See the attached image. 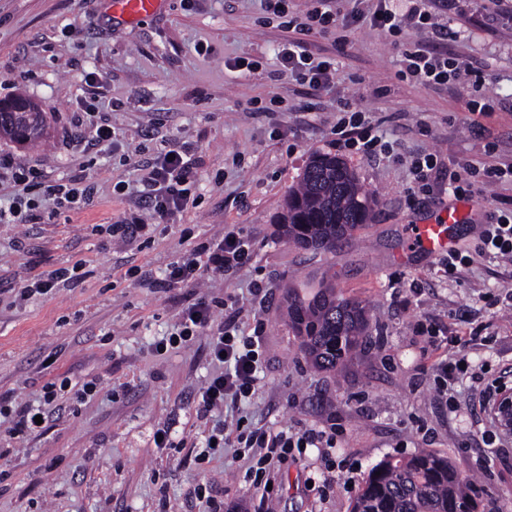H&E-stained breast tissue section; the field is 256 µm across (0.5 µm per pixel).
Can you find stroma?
<instances>
[{
  "mask_svg": "<svg viewBox=\"0 0 512 512\" xmlns=\"http://www.w3.org/2000/svg\"><path fill=\"white\" fill-rule=\"evenodd\" d=\"M485 0H458L440 16L449 55L481 71L499 106L479 126L467 120L468 78L431 90L398 76L401 48L378 30L355 31L344 53L333 37L310 38L315 57L336 62L335 83L317 94L276 59L289 33L260 23L259 0H164L136 24L114 21L107 0H0V100L25 96L45 114L36 145L0 139V151L43 179L82 176L94 187L77 212L40 203L37 221L0 223V394L38 404L47 382H95L97 395L64 394L48 424L25 439L0 427V512H205L193 493L205 470L224 512H350L369 470L428 448L473 476L479 512H512V443L489 447L486 383L512 387V258H475L448 277L438 257L411 246V228L443 214L440 196L410 202L406 158L425 150L477 165L512 162V21L483 24ZM258 63L244 75L234 60ZM101 85L99 110L117 139L85 146L76 97ZM277 99L276 112L256 111ZM366 112L394 150L362 157L334 147L340 101ZM190 144L201 160L194 204L148 234L111 236L139 214L142 171L166 143ZM494 151H487V144ZM347 162L373 201L370 223L330 252H302L277 235L288 192L310 157ZM191 240H183L184 228ZM240 231L254 252L232 276L163 290L121 280L142 266L153 276L194 242ZM82 262L74 287L22 305L14 288L37 274ZM335 275L345 296L370 310L375 348L341 371L310 367L283 313L287 286ZM267 281L265 302L252 295ZM217 300L215 321L250 335L262 325L259 391L243 409L245 430L336 425L331 457L306 449L262 496L232 449L197 466L207 426L195 396L212 373L207 336L157 355L198 297ZM458 363L454 404L435 382L434 361ZM168 430L171 447L154 442ZM346 473L326 482L327 466Z\"/></svg>",
  "mask_w": 512,
  "mask_h": 512,
  "instance_id": "1",
  "label": "stroma"
}]
</instances>
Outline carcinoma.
Masks as SVG:
<instances>
[{
    "label": "carcinoma",
    "mask_w": 512,
    "mask_h": 512,
    "mask_svg": "<svg viewBox=\"0 0 512 512\" xmlns=\"http://www.w3.org/2000/svg\"><path fill=\"white\" fill-rule=\"evenodd\" d=\"M44 117L25 98L0 103V138L29 144L42 138ZM371 200L353 170L328 155L312 156L300 184L288 194L277 230L301 250H332L336 242L366 224ZM288 327L306 360L335 371L370 344L372 318L362 302L336 291L335 277L313 289L286 290ZM472 480L448 457L430 449L402 459H386L369 471L352 512H478Z\"/></svg>",
    "instance_id": "carcinoma-1"
}]
</instances>
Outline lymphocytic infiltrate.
<instances>
[{"instance_id":"1","label":"lymphocytic infiltrate","mask_w":512,"mask_h":512,"mask_svg":"<svg viewBox=\"0 0 512 512\" xmlns=\"http://www.w3.org/2000/svg\"><path fill=\"white\" fill-rule=\"evenodd\" d=\"M262 2L265 12L293 33L279 52L282 66L313 91H320L331 82L335 68L331 61L315 58L308 51L307 37L335 35L336 44L342 49L358 28L368 26L386 36L404 39L398 71L401 79L438 89L466 73L472 77L474 89L467 103L468 112L489 116L496 110L493 97L483 90L479 70L437 49L435 41L443 32L433 14L426 10L425 0H377L372 8L365 7V0H314L313 7L300 17L293 15L288 0ZM339 110L337 146L365 156L375 153L380 138L366 122L362 110L349 101L341 103ZM199 167L200 160L193 149L176 143L165 146L163 153L146 166L141 198L154 218L167 220L188 206L198 183ZM409 169L414 176L411 194L438 193L457 201L483 197L492 184L512 183V163L488 167L469 162L445 164L435 154L425 153L410 156ZM40 188L55 206L69 211L83 209L93 194L91 185L72 178L44 181ZM477 256H512V198H493L482 213V230L473 255L450 253L443 261L444 270L455 275L460 266L472 263ZM251 258L249 241L239 232L228 230L220 240L198 243L187 257L171 262L159 286L171 289L194 284L207 274L226 276L248 264ZM200 335L210 338V357L217 370L197 393L198 414L204 416L227 403L235 404L255 395L261 338L237 335L233 326L215 322L213 302L206 297L197 298L185 308L176 332L156 341L154 350L164 354L188 346ZM211 439L219 448L237 443L256 451L258 459L250 475L253 487L262 491L276 481L282 464L293 459L295 451L336 445L333 430L316 428L277 432L259 428L237 433L233 438L219 431Z\"/></svg>"}]
</instances>
